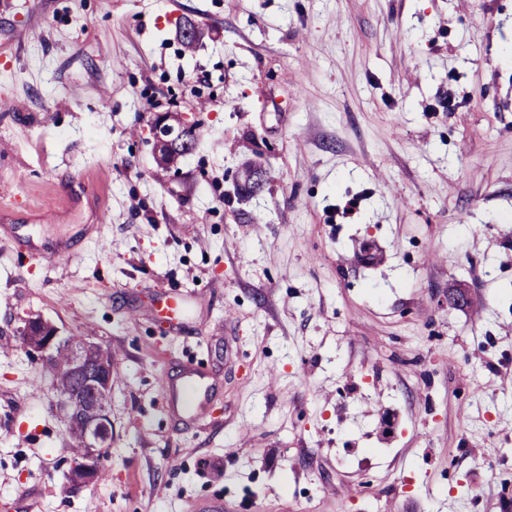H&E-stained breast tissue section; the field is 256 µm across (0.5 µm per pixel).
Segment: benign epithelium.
Listing matches in <instances>:
<instances>
[{"label": "benign epithelium", "instance_id": "obj_1", "mask_svg": "<svg viewBox=\"0 0 512 512\" xmlns=\"http://www.w3.org/2000/svg\"><path fill=\"white\" fill-rule=\"evenodd\" d=\"M193 123L178 112L158 115L154 122V152L159 162H167L174 169V160L193 149L191 131ZM237 181L248 194L258 192L263 185L261 170L251 167L237 174ZM19 335L27 354L49 365L56 349L65 344L58 329L45 320L32 324L24 321ZM71 367L85 378L84 389L80 392L57 394L58 406L67 425L82 423L86 452L72 459L67 473L69 483L74 487L95 481L101 471L102 448L112 442V419L110 407L102 404L99 395L112 384V362L110 352L93 341H83L71 349Z\"/></svg>", "mask_w": 512, "mask_h": 512}]
</instances>
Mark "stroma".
<instances>
[{"label": "stroma", "mask_w": 512, "mask_h": 512, "mask_svg": "<svg viewBox=\"0 0 512 512\" xmlns=\"http://www.w3.org/2000/svg\"><path fill=\"white\" fill-rule=\"evenodd\" d=\"M1 186L0 512H512V0H11ZM34 317L112 354L81 488ZM154 152L156 159L167 163L169 170L175 168L174 160L193 149L191 131L194 123L188 122L178 112H166L158 115L154 122ZM161 390L164 396L176 394L182 412L189 418L198 419L205 414L208 384L202 372L197 370L186 372L181 383L176 387L164 375Z\"/></svg>", "instance_id": "stroma-1"}]
</instances>
